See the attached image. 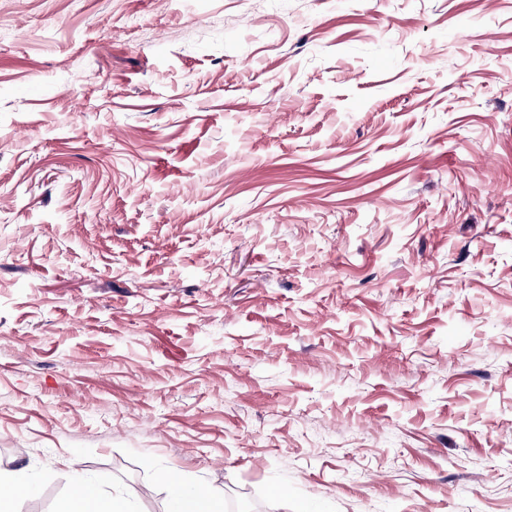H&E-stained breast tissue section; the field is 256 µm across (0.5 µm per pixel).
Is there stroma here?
I'll return each instance as SVG.
<instances>
[{
	"label": "stroma",
	"mask_w": 512,
	"mask_h": 512,
	"mask_svg": "<svg viewBox=\"0 0 512 512\" xmlns=\"http://www.w3.org/2000/svg\"><path fill=\"white\" fill-rule=\"evenodd\" d=\"M17 468L512 512V0H0Z\"/></svg>",
	"instance_id": "35a3bbf8"
}]
</instances>
